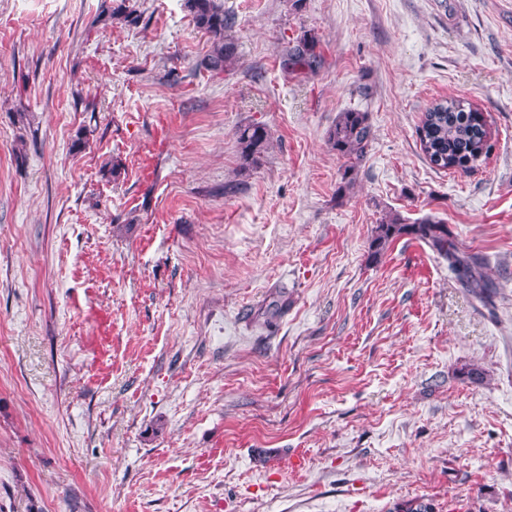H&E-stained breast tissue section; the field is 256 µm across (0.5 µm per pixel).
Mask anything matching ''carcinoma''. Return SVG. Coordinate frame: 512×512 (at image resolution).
Segmentation results:
<instances>
[{
	"instance_id": "carcinoma-1",
	"label": "carcinoma",
	"mask_w": 512,
	"mask_h": 512,
	"mask_svg": "<svg viewBox=\"0 0 512 512\" xmlns=\"http://www.w3.org/2000/svg\"><path fill=\"white\" fill-rule=\"evenodd\" d=\"M196 27L212 38V50L205 60L211 70H224L237 60V44L227 35L235 24V17L221 9L216 0H186ZM318 40L303 35L288 46L286 61L292 68L315 69L319 64ZM241 155L255 163L269 143L266 127L252 123L236 132ZM419 137L423 152L438 169L467 172L481 158L488 157L495 148L483 112L463 98H444L436 101L424 113ZM373 139L368 113L346 111L340 114L329 132V142L338 154L346 158L343 172L346 184H352L354 175L364 161ZM405 236L427 245L438 257L448 262L461 287L483 305L492 302L496 285L487 273L482 256L460 250L452 240L448 225L427 216L416 224H407L398 213H390L376 225L369 242L372 259L379 260L390 245Z\"/></svg>"
}]
</instances>
